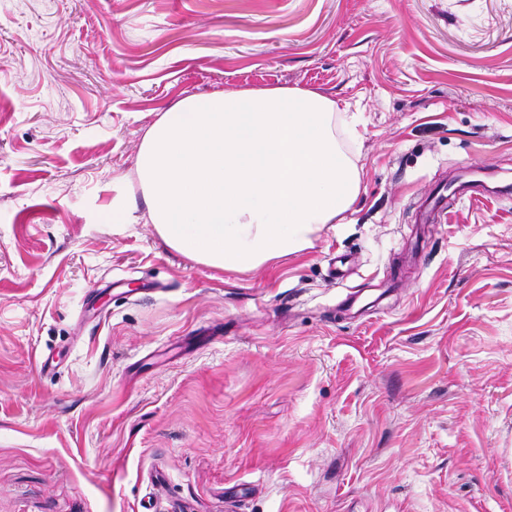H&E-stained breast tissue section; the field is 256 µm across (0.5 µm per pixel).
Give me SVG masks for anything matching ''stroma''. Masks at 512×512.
Segmentation results:
<instances>
[{"label": "stroma", "mask_w": 512, "mask_h": 512, "mask_svg": "<svg viewBox=\"0 0 512 512\" xmlns=\"http://www.w3.org/2000/svg\"><path fill=\"white\" fill-rule=\"evenodd\" d=\"M276 85L360 114L352 209L168 248L146 129ZM0 512H512V0H0Z\"/></svg>", "instance_id": "stroma-1"}]
</instances>
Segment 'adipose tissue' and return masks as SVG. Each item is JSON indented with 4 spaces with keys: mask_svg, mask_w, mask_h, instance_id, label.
<instances>
[{
    "mask_svg": "<svg viewBox=\"0 0 512 512\" xmlns=\"http://www.w3.org/2000/svg\"><path fill=\"white\" fill-rule=\"evenodd\" d=\"M335 100L274 86L189 96L146 129L135 171L173 250L248 271L311 246L361 190Z\"/></svg>",
    "mask_w": 512,
    "mask_h": 512,
    "instance_id": "obj_1",
    "label": "adipose tissue"
}]
</instances>
